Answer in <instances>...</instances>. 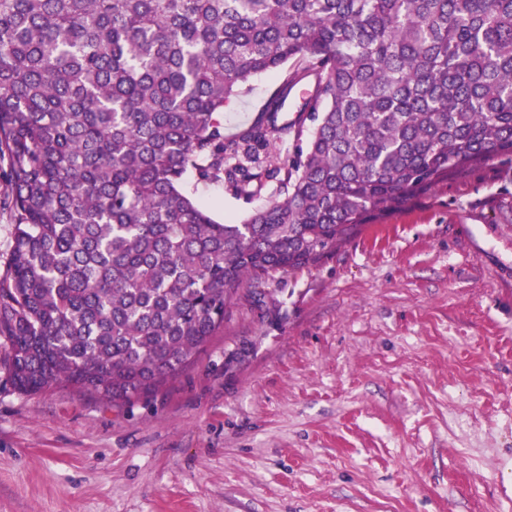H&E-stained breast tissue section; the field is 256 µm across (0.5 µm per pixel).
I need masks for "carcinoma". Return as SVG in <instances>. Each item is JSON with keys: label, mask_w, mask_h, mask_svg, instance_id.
<instances>
[{"label": "carcinoma", "mask_w": 512, "mask_h": 512, "mask_svg": "<svg viewBox=\"0 0 512 512\" xmlns=\"http://www.w3.org/2000/svg\"><path fill=\"white\" fill-rule=\"evenodd\" d=\"M287 64L224 138V103ZM308 77L305 146L268 194L258 148ZM493 157H512V0H0V370L24 394L156 390L244 284ZM189 172L266 201L221 224ZM13 224L14 213L2 199L0 204V276L2 277L6 274L9 266Z\"/></svg>", "instance_id": "1"}]
</instances>
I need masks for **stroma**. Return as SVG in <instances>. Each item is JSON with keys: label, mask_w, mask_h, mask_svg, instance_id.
<instances>
[{"label": "stroma", "mask_w": 512, "mask_h": 512, "mask_svg": "<svg viewBox=\"0 0 512 512\" xmlns=\"http://www.w3.org/2000/svg\"><path fill=\"white\" fill-rule=\"evenodd\" d=\"M284 78L228 101L225 137ZM186 185L221 222L264 203ZM0 512H512V163L244 285L158 391L0 380Z\"/></svg>", "instance_id": "obj_1"}]
</instances>
